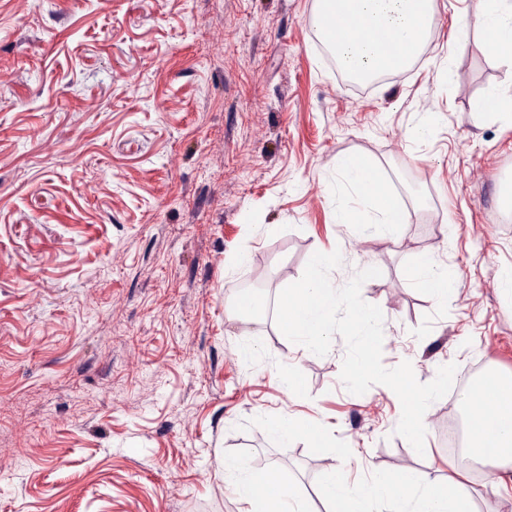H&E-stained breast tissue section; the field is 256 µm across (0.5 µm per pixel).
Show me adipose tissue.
I'll list each match as a JSON object with an SVG mask.
<instances>
[{"instance_id":"adipose-tissue-1","label":"adipose tissue","mask_w":512,"mask_h":512,"mask_svg":"<svg viewBox=\"0 0 512 512\" xmlns=\"http://www.w3.org/2000/svg\"><path fill=\"white\" fill-rule=\"evenodd\" d=\"M432 0H319L318 27L334 52L358 57L360 75L370 79L408 68L431 37ZM458 36L477 31L487 50L512 68V0H486L476 17L458 15ZM336 170L365 201L375 205L382 237L394 234L407 217L379 179L374 167L356 157L338 159ZM482 396L470 417L481 465H512V387L495 373L482 381ZM224 475L234 481L244 512H306L301 500L284 482L259 480L239 457L224 458ZM323 495L333 512H474L461 482L443 478L407 486L387 484L375 476L361 489L351 488L343 470L330 471Z\"/></svg>"}]
</instances>
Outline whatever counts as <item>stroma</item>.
Instances as JSON below:
<instances>
[{
  "instance_id": "1",
  "label": "stroma",
  "mask_w": 512,
  "mask_h": 512,
  "mask_svg": "<svg viewBox=\"0 0 512 512\" xmlns=\"http://www.w3.org/2000/svg\"><path fill=\"white\" fill-rule=\"evenodd\" d=\"M483 6L436 0L413 65L357 88L324 56L317 0H0V512H240L228 454L311 512L335 468L457 474L477 512H512V468L489 481L442 446L453 395L417 453L391 389H346L341 336L305 354L274 319L337 250L334 287L381 271L361 296L385 367L512 378V118L474 109L512 72L454 26ZM345 156L409 212L394 240L370 210L337 223ZM424 255L447 298L415 280ZM414 275L422 283L443 287L426 288L436 298L447 296L452 290L453 282L448 276L447 269L440 268L431 259L422 260L415 268Z\"/></svg>"
}]
</instances>
